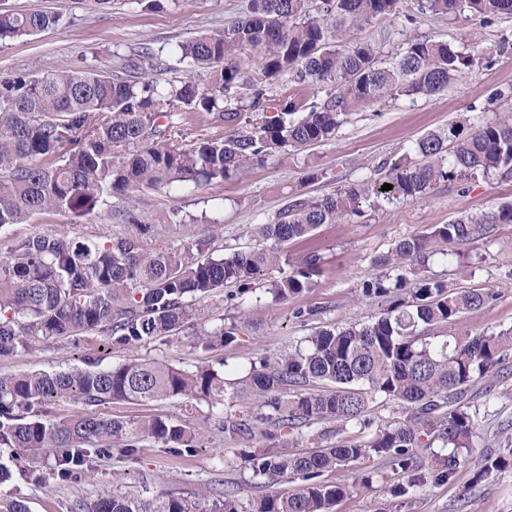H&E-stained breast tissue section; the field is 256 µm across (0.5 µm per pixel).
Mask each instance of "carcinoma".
I'll return each mask as SVG.
<instances>
[{"mask_svg":"<svg viewBox=\"0 0 512 512\" xmlns=\"http://www.w3.org/2000/svg\"><path fill=\"white\" fill-rule=\"evenodd\" d=\"M403 0H250L245 16L224 30L180 42L173 54L193 74L162 83L148 72L154 55L123 61V74L61 68L37 75L0 79V229L33 216L65 211L76 217L94 212L104 197L127 196L146 188L221 183L288 150L331 137L344 119L371 105L400 98L433 96L479 63L475 49L442 40L411 37L395 61L379 58L376 43H343L347 33L381 16H398ZM413 13L429 17L512 15V0H413ZM45 11H0V42L22 39L58 25ZM252 56L257 76L245 69ZM288 78L294 87L280 101L281 114L256 122L238 105L250 87L249 108L267 110V86ZM318 83L334 92L318 100L300 90ZM206 112L230 128L225 135L199 133L187 148L172 143L175 118ZM419 163L396 164L388 183L361 180L336 192L295 194L275 221L255 224L256 244L218 254L211 239L187 249L148 252L156 224H142L126 211L134 231L105 242L35 233L0 256V356L29 351L45 342L99 334L112 345L166 339L197 318L192 302L234 285L250 288L260 272L282 263L288 244L324 224L362 213L372 199L417 198L441 181L478 172L512 171V108L465 128L451 124L417 141ZM489 224H512V204L397 241L380 260L394 278L366 281L367 296L390 297L387 312L361 325L321 329L306 345L263 358L236 382L209 367L184 369L148 359L92 368L0 375V482L22 454L53 453V472L36 479L66 480L88 467L104 448L131 457L151 440L169 452L190 453L202 432L159 418L116 420L96 408L115 400L151 402L171 397L219 402L229 408L250 401L256 411L225 415L219 421L252 471L268 484H302L257 500L243 501L234 490L188 501L173 494L144 500L114 494L82 505L83 512H336L337 503L368 479L331 481L330 473L365 457L378 456L394 478L388 493L407 495L426 483L440 485L463 465L472 447L474 419L468 389L492 376L512 354V327L443 340L424 336L422 327L453 326L484 305L489 296L456 291L426 275L440 255L466 268L452 248L487 234ZM321 257L302 263L268 284L273 300L313 287ZM412 289V300L399 292ZM235 327L203 333L206 348L233 341ZM328 383L327 390H316ZM407 410L404 420L377 429L363 443L320 445L293 452L290 435L314 422L365 423L373 396ZM76 399L85 412L54 420L50 405ZM275 441L258 448L259 438ZM438 446L447 453L425 465L418 449ZM512 467V448L489 452L476 478L488 479Z\"/></svg>","mask_w":512,"mask_h":512,"instance_id":"carcinoma-1","label":"carcinoma"}]
</instances>
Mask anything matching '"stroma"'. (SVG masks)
<instances>
[{
    "instance_id": "1",
    "label": "stroma",
    "mask_w": 512,
    "mask_h": 512,
    "mask_svg": "<svg viewBox=\"0 0 512 512\" xmlns=\"http://www.w3.org/2000/svg\"><path fill=\"white\" fill-rule=\"evenodd\" d=\"M248 0H161L148 8L135 0H0L4 11L42 10L60 14L59 24L30 37L0 46V79L18 73L38 74L62 67H93L112 73L122 59L150 51L162 60L167 79L187 76L186 65L171 57L180 42L223 29L242 17ZM479 38V65L462 73L445 91L414 100L401 98L380 103L348 116L334 136L317 145L293 150L284 158L257 164L242 175L205 187L145 189L132 199L106 198L93 213L77 218L67 212H46L24 224L0 229V256L12 243L34 233H61L71 238L99 240L128 232L124 220L134 209L145 224H161L151 248L188 247L214 238L220 247H242L250 242V228L275 220L287 200L296 193L320 196L363 179L383 180L396 162L417 161L413 147L427 133L446 130L458 122L467 127L496 117L504 102L512 100V16L483 22L481 18L445 19L419 16L380 17L370 25L352 29L347 41H373L381 59L399 53L409 37L418 36L451 43L469 33ZM320 171L314 183L307 172ZM512 203V173H492L461 181L438 183L416 199L376 203L362 215L350 216L314 231L308 239L291 243L289 265H297L310 252L321 257V272L313 288L283 301H273L266 291L278 268L257 278L247 293L224 289L194 301L203 312L200 320L181 328L178 335L112 347L107 337L75 336L13 356L0 357V374L28 370H53L87 361L113 365L133 358H149L183 368L205 365L221 370L225 378L245 375L251 364L294 349L305 337L325 327L374 320L386 310L383 297H368L363 285L382 274L379 259L395 241L425 232L435 224H448L461 215L496 210ZM180 220L167 223L171 212ZM467 273L454 264L434 258L428 273L458 290L477 289L489 299L479 310L465 314L458 331L490 334L512 326V224L495 225L490 236L464 248ZM235 324L236 338L224 347L206 348L202 331L215 325ZM467 402L476 423L471 462L461 467L448 483L425 485L412 495L391 503L386 477L391 469L381 459L364 458L339 471L347 479L370 475V487L344 497L336 512H512V469L490 481H475L474 464L487 451L498 449L501 433L512 425V356L497 367L492 382L477 384ZM102 417L133 419L158 417L180 422L204 432L195 451L171 454L147 441L132 457L118 450L93 457L88 469L67 480L36 484L20 476L0 484V499L22 500L29 512H77L79 505L115 492L144 499L172 494L188 500L203 497L211 488L225 486L249 500L270 494L269 486L253 480L238 453V445L215 425L223 405L187 403L181 398L153 402L115 401L98 408ZM402 409L376 397L369 404V427L337 423H313L301 429L298 451L311 450L317 441L328 444L361 442L374 428L402 419Z\"/></svg>"
}]
</instances>
